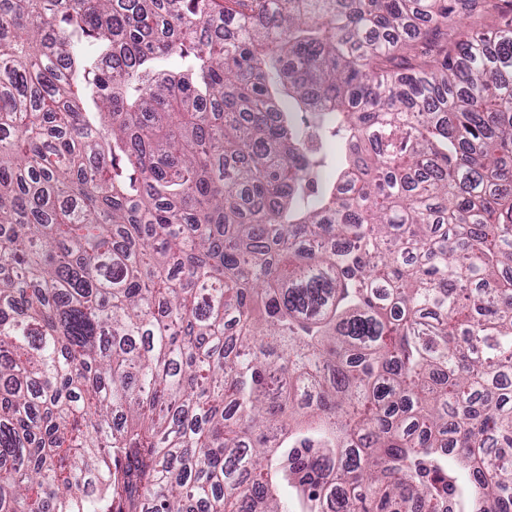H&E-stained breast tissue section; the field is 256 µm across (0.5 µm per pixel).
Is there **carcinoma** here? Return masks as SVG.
I'll return each instance as SVG.
<instances>
[{"instance_id": "1", "label": "carcinoma", "mask_w": 512, "mask_h": 512, "mask_svg": "<svg viewBox=\"0 0 512 512\" xmlns=\"http://www.w3.org/2000/svg\"><path fill=\"white\" fill-rule=\"evenodd\" d=\"M467 6L0 0V512H512V0Z\"/></svg>"}]
</instances>
